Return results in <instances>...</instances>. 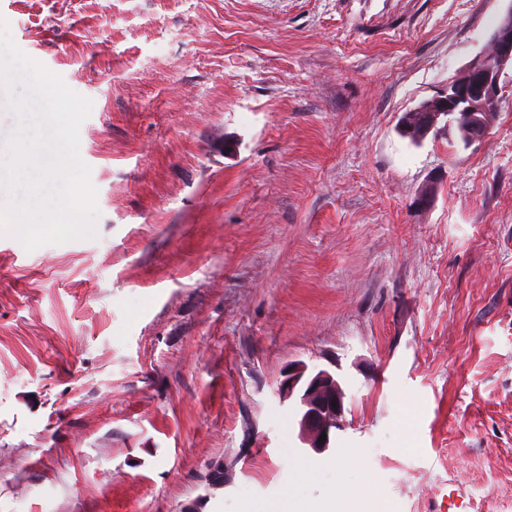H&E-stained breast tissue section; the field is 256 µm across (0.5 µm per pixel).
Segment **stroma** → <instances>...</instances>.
<instances>
[{"label": "stroma", "instance_id": "35a3bbf8", "mask_svg": "<svg viewBox=\"0 0 512 512\" xmlns=\"http://www.w3.org/2000/svg\"><path fill=\"white\" fill-rule=\"evenodd\" d=\"M511 7L0 0L93 102L99 210L0 236V512H512V70L479 142L399 132ZM293 361L344 380L320 454Z\"/></svg>", "mask_w": 512, "mask_h": 512}]
</instances>
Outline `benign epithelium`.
<instances>
[{
  "label": "benign epithelium",
  "mask_w": 512,
  "mask_h": 512,
  "mask_svg": "<svg viewBox=\"0 0 512 512\" xmlns=\"http://www.w3.org/2000/svg\"><path fill=\"white\" fill-rule=\"evenodd\" d=\"M492 50L473 59L454 79L446 93L426 101L419 110L462 112L475 129L468 143L481 140L488 127L478 122V113L493 106L501 92L500 80L505 69L512 68V9L498 23L492 39ZM279 396L294 400L299 417V438L316 453L330 448L345 418L342 378L336 373L297 361L288 365L280 383ZM324 442H319L320 437Z\"/></svg>",
  "instance_id": "7a95c632"
}]
</instances>
